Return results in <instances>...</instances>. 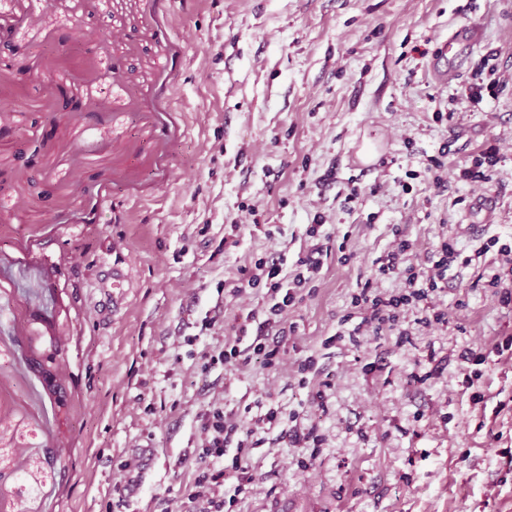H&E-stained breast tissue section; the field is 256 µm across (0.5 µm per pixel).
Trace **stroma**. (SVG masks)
Masks as SVG:
<instances>
[{"instance_id":"1","label":"stroma","mask_w":512,"mask_h":512,"mask_svg":"<svg viewBox=\"0 0 512 512\" xmlns=\"http://www.w3.org/2000/svg\"><path fill=\"white\" fill-rule=\"evenodd\" d=\"M471 23L481 45L445 58L456 80L436 77ZM0 29L16 48L0 61L9 512H176L214 402L240 425L281 414L254 434L245 493L225 484L227 512H512V263L473 255L493 236L512 247V0H0ZM489 63L498 83L469 99ZM490 153V182L462 177ZM446 238L472 262L430 294L444 322L405 310L352 345L365 282L405 291L376 259L404 239L428 271ZM318 244L266 365L246 315L271 294L235 288L273 258L294 280ZM118 273L126 288L103 293ZM494 275L501 287L477 286ZM231 347L241 359L203 370ZM25 348L62 366L56 398ZM310 430L316 449L293 442Z\"/></svg>"}]
</instances>
